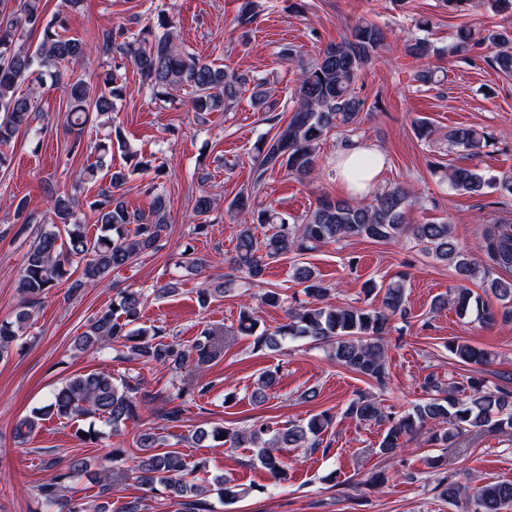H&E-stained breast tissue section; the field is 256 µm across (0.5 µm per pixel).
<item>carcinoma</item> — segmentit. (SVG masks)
<instances>
[{
    "instance_id": "1",
    "label": "carcinoma",
    "mask_w": 512,
    "mask_h": 512,
    "mask_svg": "<svg viewBox=\"0 0 512 512\" xmlns=\"http://www.w3.org/2000/svg\"><path fill=\"white\" fill-rule=\"evenodd\" d=\"M255 0H241L237 22L248 26L256 21ZM179 23L166 15L132 32L125 26L106 30L96 44L65 35L64 21L58 17L45 20L41 0H0V146L10 144L21 132L30 131L35 119L33 89L22 86L43 83V77L58 78L63 71L96 51L106 57L118 56L133 65L140 76V88L163 101L172 92L190 90V106L195 112L222 111L246 88V80L224 68L182 49L177 41ZM37 33V43L29 37ZM386 40L377 24L362 20L349 35L329 44L311 65L301 66L294 91L296 104L288 122L276 127L273 134L260 140L252 166L255 177L250 188L238 193L227 207V214L236 223L235 253L231 267L245 275L248 285L260 286L270 261L290 253L304 254L319 243L344 238L390 241L406 233L433 258L453 267L463 280L478 272L472 251L459 245L449 224H408L406 215L412 206L409 192L395 186L377 195L371 203L324 197L316 207L295 224L271 206L259 207L254 198L268 171L283 169L298 179L317 174L320 145L327 134L341 126L357 122L364 102L355 93L354 85L373 54ZM485 45L493 50L496 68L512 74V31L504 28L475 38L472 29L457 31L453 51L466 56ZM107 70L96 81L76 80L64 87L66 99L64 120L72 134L68 154L84 152L82 136L90 115L106 117L112 123L113 100L123 96L125 87ZM252 104L262 112L275 111L276 102L261 79L252 83ZM115 137H107L93 146L95 163L82 170L78 183L102 181L97 199L89 203L97 215L99 233L89 237L85 225L74 218L78 199L73 194L51 197V227L40 229L25 256L19 291L23 302L12 323L0 322V358L8 355L18 333L14 326L26 322L29 309L46 299L50 290L67 274L66 267L77 261L84 265L87 278L98 283L109 279L112 272L132 265L140 256L161 249L168 232V206L164 194L153 184L146 189L152 196L146 212L130 211L120 191L130 176L150 169L149 162L137 159L131 168L116 169L104 163L112 153V141H121L119 129ZM448 142L468 150L480 148L481 140L470 127L448 131ZM453 187L480 192L493 187L512 196V178H486L470 168L448 169ZM475 249L487 256L491 264L505 274L490 282L491 292L499 300L512 302V224L485 225ZM295 279L304 285L312 301L297 307L286 306L283 295L267 290L260 304L285 309L287 321L273 330L255 334L258 310L245 306L240 312L242 333L254 337L258 349L279 350L288 338H308L328 347L330 356L341 366L384 384L388 376L383 336L393 317L405 313V291L401 284H389L381 306L366 308L335 306L325 302L329 289L322 287L307 266L295 268ZM148 299L141 290L120 289L108 308L90 320L79 336L74 349L87 351L125 348L144 366H159L174 371L199 370L224 351V341L210 333L190 345L166 342L155 331L134 328ZM455 306L461 316L476 311L486 324L496 321L497 313L484 306L480 296L468 288L458 289L452 298L439 297L432 307ZM461 363L483 365L487 354L466 341L449 346ZM427 398L412 411L396 416L385 414L366 396L353 399L346 414L360 423L385 425L378 453L391 458L402 450L406 438L423 436L426 443L446 448L465 431L492 426L496 430H512V391L504 387L489 389L483 381L471 379L468 389L445 388L434 376L426 380ZM468 395L461 396V393ZM138 386L119 381L109 372L93 371L75 375L56 388L49 402L23 419L17 427L24 438L45 417L77 421L102 418L118 432L128 420L137 421L147 407L137 397ZM333 416L316 414L305 422H293L282 429H272L256 422L241 431L220 427L201 430L195 439H220L232 447L246 445L254 449L257 461L278 480H286L287 472L281 451L284 448H317L321 435L331 425ZM140 455L132 468L141 488L154 493L160 489L172 498H180L184 512H210L208 497L218 495L225 501L239 496L234 481L217 477L212 484L199 485L189 479L191 469L176 450L160 452L161 438L147 429L136 439ZM88 474V463L78 457L68 460L57 481L41 488L40 499L46 512H106L99 506L87 507L81 499L70 495L68 483ZM434 490L450 502L467 494L471 512H504L512 509V482L493 481L467 488L465 485L438 479Z\"/></svg>"
}]
</instances>
